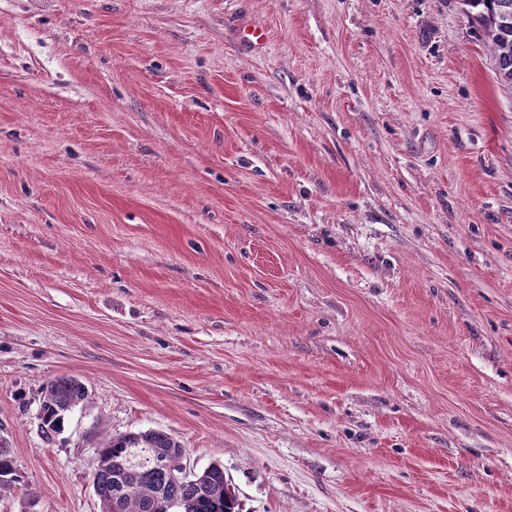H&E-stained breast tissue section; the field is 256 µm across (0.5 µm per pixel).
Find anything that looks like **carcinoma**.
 <instances>
[{"mask_svg": "<svg viewBox=\"0 0 512 512\" xmlns=\"http://www.w3.org/2000/svg\"><path fill=\"white\" fill-rule=\"evenodd\" d=\"M462 11L483 34L498 82L512 88V0H459ZM46 432L57 433L66 416L82 404L88 391L74 377L49 382L42 391ZM93 487L101 512H238L227 487L224 466L179 478L183 451L169 434L150 430L106 440L95 449ZM18 481L14 461L0 448V488Z\"/></svg>", "mask_w": 512, "mask_h": 512, "instance_id": "cac0c4a2", "label": "carcinoma"}]
</instances>
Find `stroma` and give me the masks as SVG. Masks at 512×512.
Listing matches in <instances>:
<instances>
[{"label":"stroma","mask_w":512,"mask_h":512,"mask_svg":"<svg viewBox=\"0 0 512 512\" xmlns=\"http://www.w3.org/2000/svg\"><path fill=\"white\" fill-rule=\"evenodd\" d=\"M144 430L240 512H512V92L459 0H0V512H100ZM42 394V420L46 432L51 434L63 428L66 416L86 400L88 391L78 379L61 377L50 381Z\"/></svg>","instance_id":"1"}]
</instances>
